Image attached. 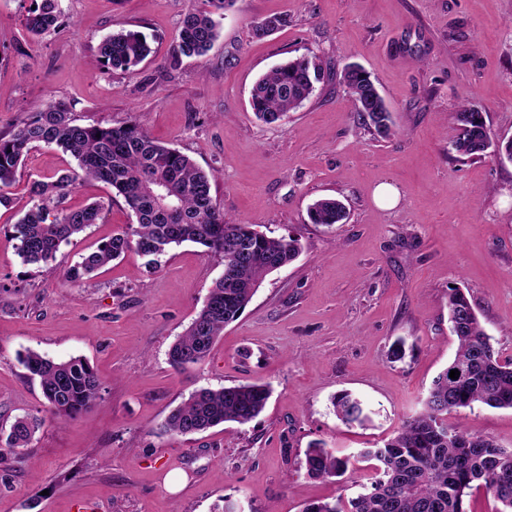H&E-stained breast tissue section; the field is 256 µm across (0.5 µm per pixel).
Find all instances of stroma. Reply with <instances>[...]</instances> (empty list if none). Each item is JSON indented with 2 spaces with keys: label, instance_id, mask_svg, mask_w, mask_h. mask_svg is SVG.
Instances as JSON below:
<instances>
[{
  "label": "stroma",
  "instance_id": "stroma-1",
  "mask_svg": "<svg viewBox=\"0 0 512 512\" xmlns=\"http://www.w3.org/2000/svg\"><path fill=\"white\" fill-rule=\"evenodd\" d=\"M41 0H0V132L47 102L68 104L79 123L136 122L157 141L215 169L213 197L225 215L271 236L299 239L301 252L266 277L209 356L177 370L168 352L222 272L197 244L148 265L135 252L102 268L92 286L66 285L69 266L135 217L97 182L77 184L65 206L98 201L97 224L52 260L25 263L13 226L29 207L24 182L0 208V428L32 415L43 424L28 459L0 460V512H302L353 497L366 481L350 467L310 478L299 461L324 441L356 457L419 413L457 342L448 289L463 288L502 358H512V160L451 153L453 114L485 117L492 140L512 139V0H235L204 56L171 64L192 0H59L56 31L25 27ZM287 17L258 37L254 21ZM153 36V53L126 71L105 69L108 34ZM300 54L324 78L283 121L250 107L257 78ZM350 63L367 70L390 110L381 138L354 110L339 81ZM381 183L399 192L376 206ZM340 200L347 217L312 223L317 199ZM404 342L403 360L391 350ZM60 361L83 357L101 397L74 419L45 410L28 351ZM269 384L249 424L225 423L175 438L163 423L201 388ZM364 401V424L343 423L332 400ZM448 422L512 448V409L480 406Z\"/></svg>",
  "mask_w": 512,
  "mask_h": 512
}]
</instances>
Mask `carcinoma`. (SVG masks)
Here are the masks:
<instances>
[{"mask_svg": "<svg viewBox=\"0 0 512 512\" xmlns=\"http://www.w3.org/2000/svg\"><path fill=\"white\" fill-rule=\"evenodd\" d=\"M235 0H200L181 20L180 40L171 54L202 56L216 41L220 22L214 18ZM58 0H42L26 17L27 30L45 35L59 26ZM151 53L147 36L138 30L112 33L98 45L102 66L126 71ZM321 79L318 65L303 54L261 76L253 85L250 106L265 124L282 120L301 108ZM363 122L386 138L393 126L392 113L368 73L352 65L340 73ZM457 135L453 152L481 157L489 148L512 160V140L492 143L482 113L461 107L454 115ZM36 148L60 150L77 164L51 180L27 181L30 207L14 225L18 252L26 263L47 262L61 244H69L99 219L102 204L94 202L70 211L61 204L79 180H93L112 188L133 212L136 223L80 256L66 281L86 285L94 273L126 252L134 250L155 264L158 258L185 242L199 244L223 266L195 318L169 351V363L186 369L210 353L224 326L235 321L250 303L269 273L292 262L299 254L298 239L269 236L250 224L224 215L211 189L214 170L199 167L188 155L163 145L138 123L117 127L80 125L67 104L51 101L27 120L0 133V206L11 205L8 189L18 179L24 160ZM346 217L344 205L320 198L310 207L315 224L333 225ZM448 319L458 346L454 358L432 381L423 410L402 425L397 434L361 456L373 462L370 487L346 500L314 502L303 512H470L467 498L480 488L498 504L496 512H512V449L495 439L445 422L449 412L476 406L512 408V360H503L465 293L448 291ZM29 376L38 379L46 410L56 417L75 418L100 398L101 384L82 357L55 361L37 351L23 359ZM458 370L456 379L449 378ZM271 395L261 382L201 388L170 412L165 430L173 436L204 432L227 422L246 425L265 408ZM337 416L347 423L366 418L363 403L347 394L333 401ZM41 425L35 416H22L6 437L10 449L27 448ZM300 466L314 478H337L349 461L334 455L322 440H313Z\"/></svg>", "mask_w": 512, "mask_h": 512, "instance_id": "obj_1", "label": "carcinoma"}]
</instances>
